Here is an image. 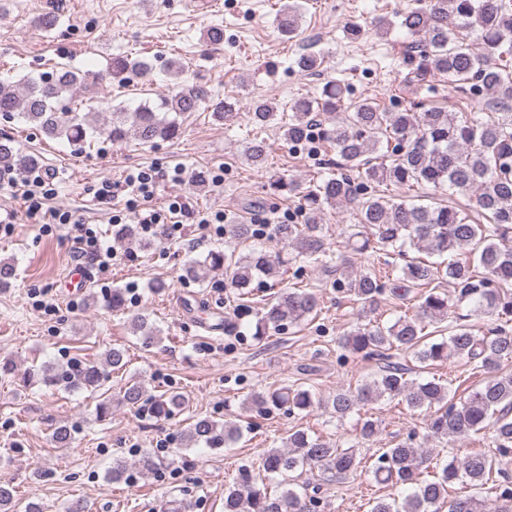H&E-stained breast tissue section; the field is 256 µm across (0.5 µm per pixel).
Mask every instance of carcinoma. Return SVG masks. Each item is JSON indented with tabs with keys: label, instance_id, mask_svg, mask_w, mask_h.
I'll return each instance as SVG.
<instances>
[{
	"label": "carcinoma",
	"instance_id": "cac0c4a2",
	"mask_svg": "<svg viewBox=\"0 0 512 512\" xmlns=\"http://www.w3.org/2000/svg\"><path fill=\"white\" fill-rule=\"evenodd\" d=\"M421 6L403 13L400 27L416 37L414 53L408 58L413 78L424 81L439 73L448 77L458 90L471 81L481 83L493 96L494 112L483 118L476 112H452L441 108L417 112L411 108L382 110L366 99L349 103L350 112L340 121L330 116L342 107L345 88L329 81L317 99L301 98L278 110L270 100H254L250 120L259 126L277 123L284 140L299 144L307 141L310 126L325 116L319 140L336 152V171L307 188L293 179L273 176L269 188L273 195L300 198V221L269 225L272 238L290 249L291 261L312 260L326 271L336 272L331 287L361 307L366 315L376 310L385 292L406 299L408 289L422 288L416 313L398 317L387 326L359 323L340 339V344L364 359L385 362L375 377L354 390L339 388L327 398L302 385L291 384L267 392H254L246 400L247 411L259 416L273 409L291 415L323 408L343 419L367 405L382 400H399L412 411L429 416L424 438L465 441L474 435L492 433L494 449L476 451L459 460L455 457L434 472L432 479L421 478L426 463L417 434L385 448L377 457L373 474L383 483L413 484L415 490L403 501L378 498L370 512H489L485 500L476 497L448 498L457 482L483 485L492 474L502 479L499 500L512 502V373L502 364L512 360V330L500 324L483 335L472 332L457 317L448 325V338L426 341L425 328L445 322L450 309L467 304L474 309L512 320V72L496 63V53L512 36V0H419ZM278 32L291 39L299 30L298 11L290 4L281 8L275 19ZM323 57L305 50L296 59L303 71H315ZM152 64L144 59L116 56L111 74L119 82L128 76H144ZM81 77L61 70L51 78H24L20 85L0 83V115H19L50 139H66L83 144L97 133L120 142L132 135L143 144L170 140L180 133L179 117L194 112L202 92L182 88L145 104L135 112L114 108L104 127L93 120L94 111L82 113L67 106ZM239 115L238 100L226 98L215 106L213 116L226 124ZM386 153L377 156L379 144ZM267 157L263 139L249 142L245 158L261 166ZM40 165V159L16 148L9 139L0 140V173H22ZM393 185L410 190L425 186L439 193L447 189L468 197L475 213L453 205H417L407 197L382 196L374 188ZM327 207L349 208L355 223L345 231L344 248L368 259H378L394 251L400 255L409 247L430 256H448V262L409 260L401 268L400 284L387 287L370 265L352 269L341 250L332 251L323 238L322 217ZM227 233L237 239H251L257 246L246 254L217 249L183 265V277L202 281L211 270H224L225 285L238 295L252 293L261 278H276L284 260L268 252L261 243L265 237L252 224H230ZM115 238L141 252L152 250L166 236L143 239L134 224H118ZM453 285L448 294L441 284ZM115 312L125 310L126 295L114 288L104 298ZM315 293L303 288L280 290L266 304L255 325V335L263 337L285 324L297 323L317 315ZM131 329L141 334L145 344L159 340L146 318L136 316ZM410 353L421 368L450 359H464L474 374L483 376L480 386L469 391L462 401L453 402L451 385L440 380L410 378L413 369L390 359ZM124 352L111 348L100 360L73 359L65 363H44L23 374V383L59 386L70 392L96 388L113 372L125 367ZM123 404L163 420L175 416L184 405L183 396L168 391L158 396L146 394L144 384L134 378L119 392ZM74 430L56 427L51 435L59 448L74 440ZM241 435V427L210 418H201L182 434V445L221 448ZM354 446L344 448L314 438L297 429L288 434L284 448H272L262 458L265 475H287L299 468H319L338 478L357 469ZM272 494L259 485V477L243 468L233 487L224 493V512H317L319 498L299 493L291 480L280 483ZM0 512H16L14 489L0 484Z\"/></svg>",
	"mask_w": 512,
	"mask_h": 512
}]
</instances>
